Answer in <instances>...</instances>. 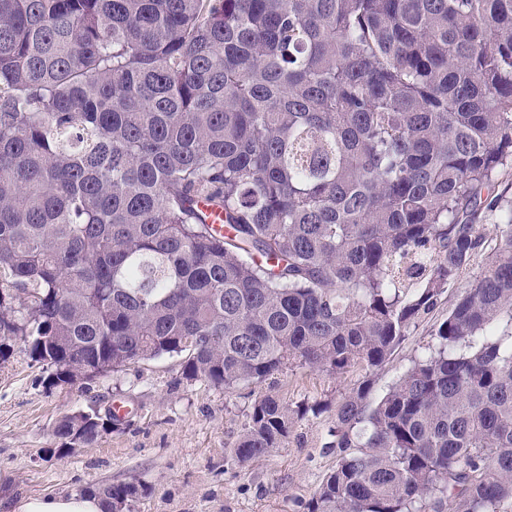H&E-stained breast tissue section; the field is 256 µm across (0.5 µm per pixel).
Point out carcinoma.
I'll list each match as a JSON object with an SVG mask.
<instances>
[{
	"mask_svg": "<svg viewBox=\"0 0 512 512\" xmlns=\"http://www.w3.org/2000/svg\"><path fill=\"white\" fill-rule=\"evenodd\" d=\"M511 167L512 0H0V360L30 337L51 386L164 355L224 388L360 367L309 512H502L512 218L482 219ZM329 408L258 400L234 457ZM106 428L64 415L60 453ZM485 258L486 253L484 252H480L474 257L467 274L454 285L448 287V292L442 297L433 312L413 330L409 339L405 341L391 360L376 372L371 397L381 396L400 378L409 364L410 357L415 354L416 350L419 351L420 347L431 340V336H434L440 323L448 316V311L453 307L457 296L466 290L465 287L484 266Z\"/></svg>",
	"mask_w": 512,
	"mask_h": 512,
	"instance_id": "carcinoma-1",
	"label": "carcinoma"
}]
</instances>
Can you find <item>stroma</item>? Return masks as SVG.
Returning a JSON list of instances; mask_svg holds the SVG:
<instances>
[{
  "label": "stroma",
  "mask_w": 512,
  "mask_h": 512,
  "mask_svg": "<svg viewBox=\"0 0 512 512\" xmlns=\"http://www.w3.org/2000/svg\"><path fill=\"white\" fill-rule=\"evenodd\" d=\"M485 263L477 254L467 277L449 286L438 306L374 376L381 396L404 373L416 350L446 319L470 276ZM182 359L164 355L131 362L93 381L48 386V372L24 338L0 361V512L48 494L99 492L132 482L139 492L124 512H307L336 456L325 444L334 415L324 411L296 420L279 448L245 463L234 444L254 403L270 395L295 406L336 401L362 378H341L290 367L260 384L231 389L181 376ZM120 405L123 418L94 443L58 456L54 428L64 414Z\"/></svg>",
  "instance_id": "stroma-1"
}]
</instances>
